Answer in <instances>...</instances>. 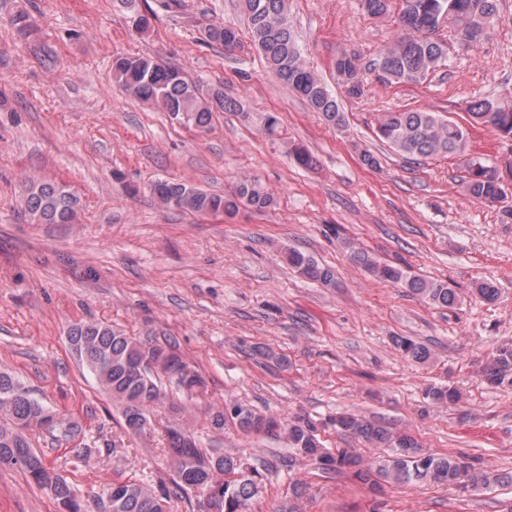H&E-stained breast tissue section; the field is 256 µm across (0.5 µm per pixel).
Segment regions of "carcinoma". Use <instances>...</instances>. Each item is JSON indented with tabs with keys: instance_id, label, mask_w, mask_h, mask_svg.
Instances as JSON below:
<instances>
[{
	"instance_id": "carcinoma-1",
	"label": "carcinoma",
	"mask_w": 512,
	"mask_h": 512,
	"mask_svg": "<svg viewBox=\"0 0 512 512\" xmlns=\"http://www.w3.org/2000/svg\"><path fill=\"white\" fill-rule=\"evenodd\" d=\"M390 0H360L364 15L379 18L389 11ZM247 18L253 45L264 56L275 78L320 114L329 126L346 124L335 94L302 55L288 18V0H239ZM501 0H402L399 31L393 42L371 64L388 83H419L448 61L450 52H470L488 38L501 20ZM208 41L226 48L239 44L233 27L214 26L207 30ZM334 70L338 83L350 98L364 93L366 68L353 53L336 54ZM113 73L129 95L154 104L158 109L205 132L216 112H236L239 102L215 88H206L187 79L179 67L149 56H127L113 63ZM465 121L459 122L437 112L403 109L383 112L376 119L374 132L379 141L401 157L414 161L455 157L462 160L465 176L462 189L471 199L493 203L504 195L505 177L512 175V160L497 164L470 152L469 128H492L497 139L512 143V91L467 104ZM288 155L298 165L311 168L313 155L304 147L292 145ZM154 196L164 205L199 214H229L241 206L262 212L271 207L273 195L256 178L238 180L224 195L208 193L187 182L159 180L151 185ZM24 210L36 224H72L79 209L78 198L59 182L29 178L23 184ZM289 265L301 276L325 288L336 287V274L314 257L298 250L286 252ZM352 260L377 279L399 284L409 293L433 306L452 308L458 303L456 291L447 284L427 280L372 257L354 251ZM71 346L81 365L99 387L123 406L125 430L136 433L151 424L152 408L161 401L158 383L166 377L189 395L204 389L203 378L176 353L169 341L146 344L102 322H78L69 332ZM396 348L409 360L425 363L431 352L425 345L407 337L395 339ZM488 383L512 387V346L496 349L485 367ZM434 404L458 399L457 390L432 386L426 392ZM233 424L243 431H282L294 455L288 466L299 460L316 461L323 469L343 475L352 473L370 485L379 482L417 485L436 483L472 489L506 481L512 474L476 473L458 457L424 452L408 433L354 414H340L333 420L336 429L373 448H389L391 453L367 461L350 448L332 454L324 450L316 427L305 418L288 422L262 415L247 404L236 403L210 412L209 424L221 430ZM34 428H47L70 440L82 428L63 421L39 401L8 371L0 370V465L20 469L37 486L46 488L59 501L64 512H82L73 487L48 467L44 454L36 451L28 437ZM167 452L173 467V487L156 491L141 482H115L107 491L110 512H168V501L189 489L209 493L206 512H247L248 505L262 487V474L242 458L200 447L194 433L170 427L166 430Z\"/></svg>"
}]
</instances>
